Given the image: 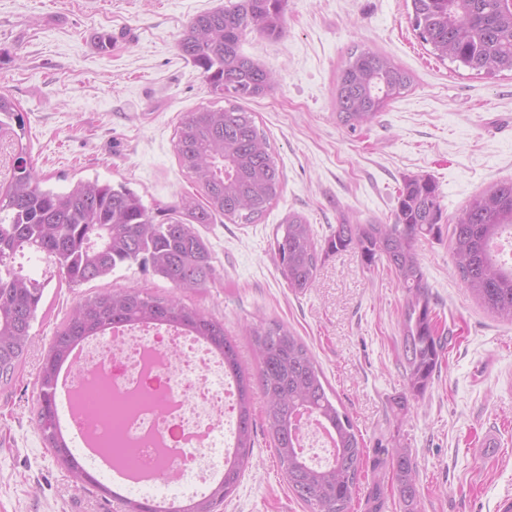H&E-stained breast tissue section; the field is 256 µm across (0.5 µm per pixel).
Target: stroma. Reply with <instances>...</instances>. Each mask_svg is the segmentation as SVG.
<instances>
[{
  "label": "stroma",
  "instance_id": "35a3bbf8",
  "mask_svg": "<svg viewBox=\"0 0 512 512\" xmlns=\"http://www.w3.org/2000/svg\"><path fill=\"white\" fill-rule=\"evenodd\" d=\"M224 0H0V91L19 104L32 164L47 185L78 179L123 184L153 210L194 192L174 152L185 112L222 108L178 47L190 20ZM411 0H287L286 32L247 34L243 55L274 76L244 102L282 173V190L250 224L200 225L216 280L182 294L220 320L248 369L245 334L277 321L308 345L364 439L352 512L380 486L383 512H402L377 445H400L419 473L418 512H501L512 498V323L479 307L451 261L449 240L419 244L422 270L448 333L434 380L411 397L400 362L406 293L395 274L370 270L351 250L323 257L312 288L297 293L279 269L274 237L288 213L317 240L337 224L390 223L404 178L440 186L444 223L493 184L512 180V74L487 78L440 60L416 38ZM379 52L412 84L371 124L348 131L334 89L354 48ZM137 288L166 297L171 284L140 268L77 288L49 286L25 362L0 386V512H121L112 495L73 482L34 423L38 374L59 324L86 296ZM218 512H307L283 478L269 438L257 433L251 466Z\"/></svg>",
  "mask_w": 512,
  "mask_h": 512
}]
</instances>
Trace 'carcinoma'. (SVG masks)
Here are the masks:
<instances>
[{
    "mask_svg": "<svg viewBox=\"0 0 512 512\" xmlns=\"http://www.w3.org/2000/svg\"><path fill=\"white\" fill-rule=\"evenodd\" d=\"M412 25L439 59L479 74L512 73V0H411ZM285 0H224V7L195 16L179 49L201 71L211 92L235 104L197 108L183 115L175 133L180 167L201 191L151 214L125 185L79 179L69 188L42 186L23 143L25 121L14 100L0 93V154L8 153V174L0 179V384L21 368L32 324L46 288L54 281L77 288L108 277L120 267L147 265L178 291L206 287L217 277L213 252L196 228L217 216L249 223L278 197L281 172L251 113L236 105L264 95L272 77L239 51L251 32L283 35ZM411 85L407 71L368 49L348 53L336 79L339 122L356 131L373 122ZM390 224H339L324 244L298 213L277 226L275 239L282 277L293 291L313 284L319 260L353 249L368 269H390L405 289L401 323L402 367L411 391L424 394L440 368L446 337L440 334L419 243L441 237L442 193L430 177H407L398 189ZM512 231V181L475 196L462 209L449 236L454 268L471 295L489 313L512 322V264L497 244ZM43 265L36 278L16 256ZM163 324L186 330L224 358V371L238 389V425L233 460L208 494L186 505L169 503L163 512H216L236 488L252 457L256 422L254 391L262 400V427L270 438L288 488L309 512H351L359 492L364 444L352 416L336 404L315 358L287 326L259 319L247 326L259 360L254 377L242 370L236 342L224 324L180 297H156L136 288L104 290L77 304L57 329L39 374L35 424L70 476L82 483L89 472L79 464L58 424L55 387L72 347L90 336L120 327ZM315 419L331 437L333 458L308 462L301 450L297 415ZM373 466L390 463L404 512H417L418 480L404 448L378 447ZM124 512H158L146 498H122Z\"/></svg>",
    "mask_w": 512,
    "mask_h": 512,
    "instance_id": "cac0c4a2",
    "label": "carcinoma"
}]
</instances>
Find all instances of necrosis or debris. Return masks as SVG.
<instances>
[{"label":"necrosis or debris","instance_id":"1","mask_svg":"<svg viewBox=\"0 0 512 512\" xmlns=\"http://www.w3.org/2000/svg\"><path fill=\"white\" fill-rule=\"evenodd\" d=\"M184 331L152 324L96 341L68 393L71 419L96 441L134 448V490L186 493L220 476L233 458L237 390L218 356H201Z\"/></svg>","mask_w":512,"mask_h":512}]
</instances>
